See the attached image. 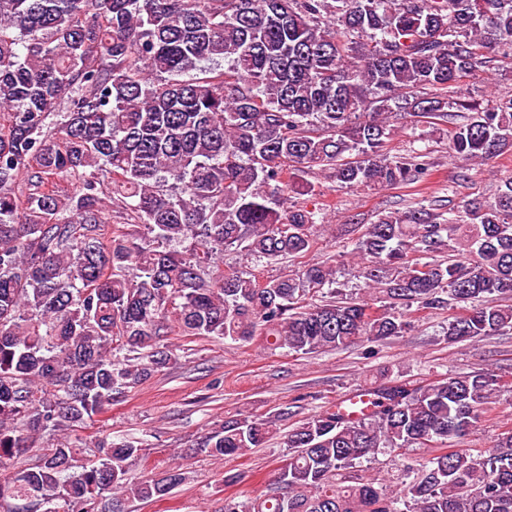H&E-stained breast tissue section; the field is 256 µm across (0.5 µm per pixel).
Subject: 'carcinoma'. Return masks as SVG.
<instances>
[{"label": "carcinoma", "instance_id": "carcinoma-1", "mask_svg": "<svg viewBox=\"0 0 512 512\" xmlns=\"http://www.w3.org/2000/svg\"><path fill=\"white\" fill-rule=\"evenodd\" d=\"M496 52H512V0H0V509L92 512L107 492L153 501L186 480L176 462L133 479L137 440L101 436L86 461L67 436L177 362L174 332L309 355L401 336L414 305L465 308L450 343L511 332L496 297L512 295V177L457 214L422 204L350 225L377 304L344 297L324 262L214 270L233 247L268 264L313 250L326 214L290 200L314 192L309 174L427 176L422 155L386 152L402 112L448 127L463 162L496 157L512 98L461 94ZM498 387L489 369L386 374L362 417L331 406L289 429L272 486L224 512H512V428L488 451L458 447ZM287 417L226 421L202 447L244 456ZM42 439L38 464L17 466ZM381 448L434 455L397 493L346 484Z\"/></svg>", "mask_w": 512, "mask_h": 512}]
</instances>
